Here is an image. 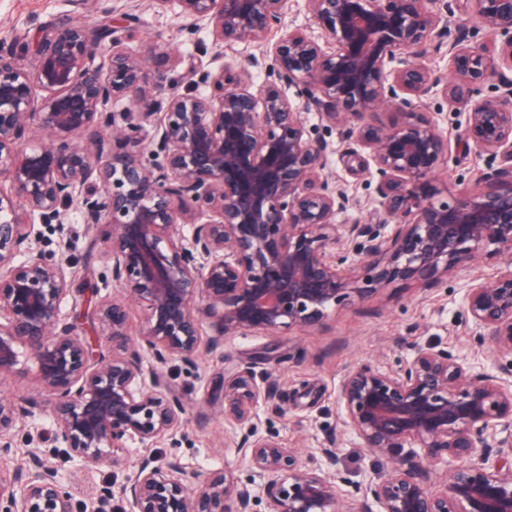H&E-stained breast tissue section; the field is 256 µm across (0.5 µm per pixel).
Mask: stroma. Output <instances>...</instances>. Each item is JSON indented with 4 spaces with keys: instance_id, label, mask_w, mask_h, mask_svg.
Returning a JSON list of instances; mask_svg holds the SVG:
<instances>
[{
    "instance_id": "stroma-1",
    "label": "stroma",
    "mask_w": 512,
    "mask_h": 512,
    "mask_svg": "<svg viewBox=\"0 0 512 512\" xmlns=\"http://www.w3.org/2000/svg\"><path fill=\"white\" fill-rule=\"evenodd\" d=\"M98 2L85 0L78 6L73 0H0V39L35 32L65 14L94 21ZM137 16L141 37L132 48L141 58L152 59L159 43L167 44L185 58L198 55L210 43L208 29H199L192 35L184 31L176 7L157 9L145 4ZM307 129L312 137L328 142L332 150L328 170L353 202L352 207L337 214V222L366 220L377 205L374 180L346 171L338 157L343 148L338 128L311 114ZM34 246L55 253L72 278L75 292L62 305L66 316L88 309L91 289H98L103 296L120 294V287L111 278L103 233L87 231L80 216H73L67 224H36ZM466 282V276L461 275L449 277L447 283L425 292L414 287L390 289L339 308L325 327L311 332L236 336L217 349L203 350L193 368L177 360L169 361L162 371L182 395L186 414L181 427L156 444L154 454L201 476L225 469L245 482L261 485V478L235 443L224 438V371L235 363L249 361L257 371L269 373L278 391L275 399L258 408L259 434L297 449L306 461L318 459L324 440L335 438L336 468L348 478L343 487L344 498L351 503L357 501L359 484L377 460L341 424L336 403L340 380L347 369L362 363L382 368L396 366L410 356L417 343L461 348L470 358L480 359L484 351L481 339L462 323ZM305 379L313 386L312 394L294 397V389ZM1 397L16 402L30 398L36 401L31 414L17 423L10 454L0 458V467L8 470L25 462L30 437L41 438L43 450L52 448V421L47 402L38 392L33 367L1 379Z\"/></svg>"
}]
</instances>
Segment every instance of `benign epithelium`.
<instances>
[{
    "label": "benign epithelium",
    "mask_w": 512,
    "mask_h": 512,
    "mask_svg": "<svg viewBox=\"0 0 512 512\" xmlns=\"http://www.w3.org/2000/svg\"><path fill=\"white\" fill-rule=\"evenodd\" d=\"M173 1L185 30L206 27L222 53L262 48L248 66L183 63L159 46L153 79L128 44L136 15L67 17L0 42V377L33 363L50 402L55 450L74 468L117 466L128 442L152 448L186 410L161 367L196 366L203 325L211 349L235 336L323 327L336 308L398 285L434 288L485 256L512 254V0H305L319 35L285 24L288 0ZM457 13L493 36L453 30ZM448 56L433 69L429 52ZM264 71L254 87L251 69ZM488 82L495 97L480 93ZM295 89L290 96L287 90ZM440 94L465 111L450 140L418 103ZM396 109L383 121L379 111ZM339 126L345 168L376 182L367 222L336 223L350 199L328 172V144L305 116ZM489 158L473 188L438 176L451 151ZM9 183L3 188L1 181ZM77 212L104 228L120 298L99 300L96 336L69 322L71 279L31 247L34 219ZM186 224L189 233H179ZM145 311L139 339L128 303ZM467 324L487 331L484 363L512 355V264L470 279ZM266 377L244 364L224 375V422L266 478L267 512H512V382L465 354L417 345L395 368L349 369L341 422L391 464L360 499L341 473L254 426ZM19 420L0 399V457ZM441 466L438 480L421 461ZM254 512L252 485L226 472L199 479L152 454L79 503L39 449L0 470V512Z\"/></svg>",
    "instance_id": "obj_1"
}]
</instances>
